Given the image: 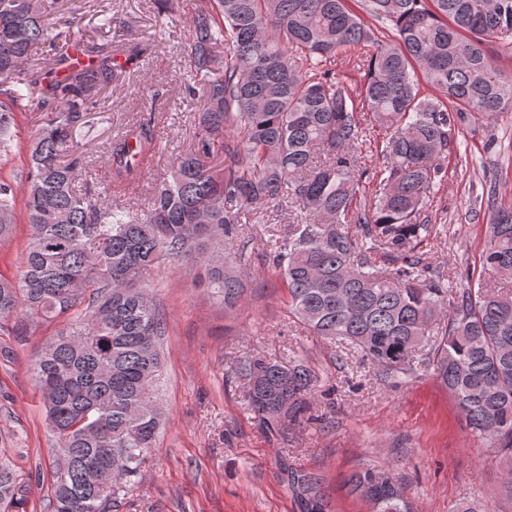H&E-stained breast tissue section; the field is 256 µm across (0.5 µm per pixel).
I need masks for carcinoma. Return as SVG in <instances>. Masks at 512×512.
<instances>
[{
    "mask_svg": "<svg viewBox=\"0 0 512 512\" xmlns=\"http://www.w3.org/2000/svg\"><path fill=\"white\" fill-rule=\"evenodd\" d=\"M355 2L359 13L350 0H196L185 52L210 76L198 137L134 211L73 187L82 164L73 130L86 123L91 83L115 72L112 57L69 61L80 17H57L42 0H0V155L12 151L17 113H50L29 144L26 262L19 281L0 277V331L19 312L53 320L81 308L32 364L55 452L68 459L64 472L53 460L49 512H112L140 476L164 424L156 392L167 331L146 282L166 261H199L235 305L247 275L237 244L245 211L300 216L273 247L293 318L360 353L387 383L428 361L471 432L512 455V291L495 283L512 277V207L492 211L489 280L477 290L449 293L419 256L435 231L421 215L460 127L512 110V78L484 48L489 37L512 38V0ZM366 16L394 39H376ZM362 43L374 50L351 89L331 64ZM41 45L53 51L50 78L35 64ZM363 115L386 132V165L360 200ZM157 147L145 116L109 150L115 178L137 174L138 158ZM15 210L13 186L0 182V243L13 236ZM444 316L445 329H434ZM236 373L267 431L305 419L318 383L309 367L246 355ZM285 472L302 512H328L320 477ZM26 484L0 460V512H26ZM348 485L377 512H413L389 470L362 466Z\"/></svg>",
    "mask_w": 512,
    "mask_h": 512,
    "instance_id": "obj_1",
    "label": "carcinoma"
}]
</instances>
